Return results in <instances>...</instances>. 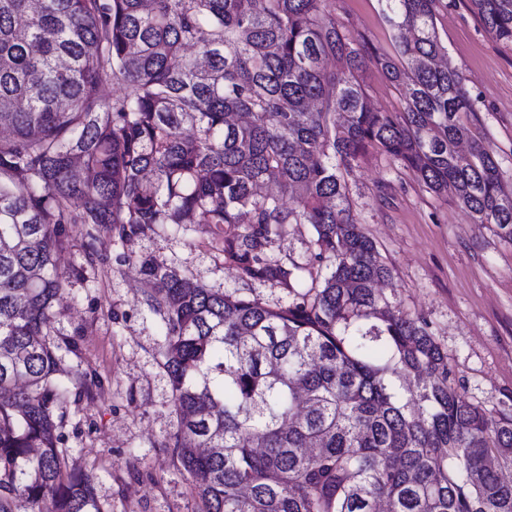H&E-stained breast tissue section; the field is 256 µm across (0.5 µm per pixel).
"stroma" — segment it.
Wrapping results in <instances>:
<instances>
[{"instance_id": "stroma-1", "label": "stroma", "mask_w": 512, "mask_h": 512, "mask_svg": "<svg viewBox=\"0 0 512 512\" xmlns=\"http://www.w3.org/2000/svg\"><path fill=\"white\" fill-rule=\"evenodd\" d=\"M329 9L343 32L373 49L357 73L371 107L402 111L399 90L377 62L397 50L379 0H331ZM435 22L475 104L461 119L477 128L511 188L512 47L484 29L467 0H440ZM347 181L352 214L392 270L383 297L427 320L465 398L491 412L512 403V241L452 197L429 192L378 149L365 152ZM209 239L205 224L158 226L125 243L105 232L88 239L79 224L67 229L58 258L67 279L51 334L76 344L62 355L64 373H95L101 386L70 405L63 435L75 466L93 467L103 512H202L191 478L167 447L176 415L159 355L160 318L142 304L137 260L175 264L219 292L271 305L288 299L287 289L240 279ZM314 249L306 224L288 225L272 247L301 264ZM92 252L100 263L90 264Z\"/></svg>"}]
</instances>
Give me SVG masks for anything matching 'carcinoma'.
Segmentation results:
<instances>
[{
	"mask_svg": "<svg viewBox=\"0 0 512 512\" xmlns=\"http://www.w3.org/2000/svg\"><path fill=\"white\" fill-rule=\"evenodd\" d=\"M329 2L0 0V512H102L61 433L98 381L62 379L72 344L50 337L71 224L122 242L209 224L241 278L288 289L271 306L138 260L168 448L205 512H512V413L466 400L429 323L375 293L392 271L345 175L376 147L510 240L512 191L460 118L475 111L462 77L435 64L437 0H381L395 113L368 105L355 72L371 47ZM468 2L512 46V0ZM290 224L311 226L317 269L271 254Z\"/></svg>",
	"mask_w": 512,
	"mask_h": 512,
	"instance_id": "cac0c4a2",
	"label": "carcinoma"
}]
</instances>
